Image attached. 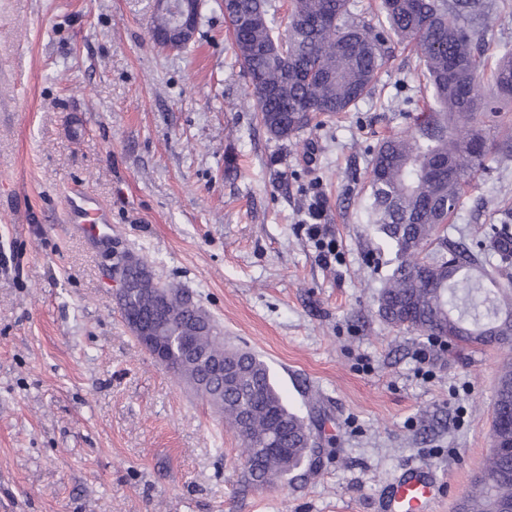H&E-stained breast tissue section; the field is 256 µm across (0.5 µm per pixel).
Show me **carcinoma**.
I'll return each mask as SVG.
<instances>
[{
	"label": "carcinoma",
	"instance_id": "cac0c4a2",
	"mask_svg": "<svg viewBox=\"0 0 512 512\" xmlns=\"http://www.w3.org/2000/svg\"><path fill=\"white\" fill-rule=\"evenodd\" d=\"M236 60L248 79L257 117L276 140H287L320 114L338 115L367 96L385 64L382 46L410 45L423 62L430 91L428 115L407 134L380 140L367 173L368 227L393 255L377 299L389 325L470 346L512 349V278L483 260L488 240L508 260V233L456 243L443 225L457 211L462 190L485 168L491 145L469 125L485 112L497 117L499 98H512V47L504 44L489 84L473 21L479 0L452 11L448 0H381L378 26L354 21L352 0H228ZM143 260L129 268L133 292L118 300L124 319H153L163 340L189 336L165 367L219 407L242 442L250 484L271 486L316 453L310 424L285 401L269 365L256 353L224 344L212 316L173 283L161 291L140 279ZM493 420L512 413V362L493 392ZM493 448L459 512H497L512 502V435L492 429Z\"/></svg>",
	"mask_w": 512,
	"mask_h": 512
}]
</instances>
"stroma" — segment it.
Masks as SVG:
<instances>
[{"instance_id":"obj_1","label":"stroma","mask_w":512,"mask_h":512,"mask_svg":"<svg viewBox=\"0 0 512 512\" xmlns=\"http://www.w3.org/2000/svg\"><path fill=\"white\" fill-rule=\"evenodd\" d=\"M487 2L489 58L512 44V0ZM154 15L152 0H0V512H386L387 483L412 462L447 485L433 512H456L455 488L490 452L512 352L386 324L388 255L360 212L373 148L424 106L423 65L388 42L352 112L275 140L224 0H204L184 50L152 45ZM76 184L108 209L111 245L72 231ZM505 196L512 156L494 151L449 238H482ZM311 224L326 226L331 264ZM123 254L268 363L312 420L310 470L245 483L237 433L124 322L108 277Z\"/></svg>"}]
</instances>
